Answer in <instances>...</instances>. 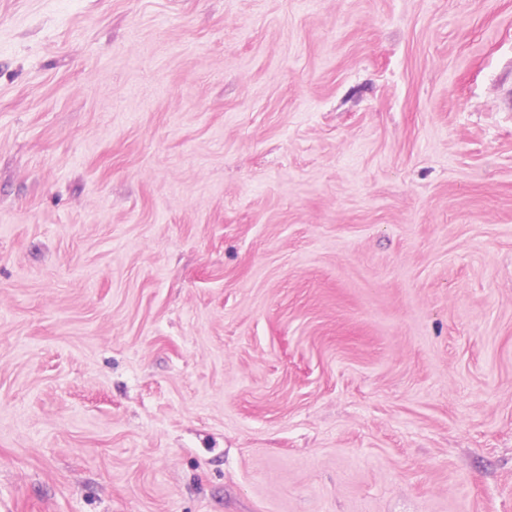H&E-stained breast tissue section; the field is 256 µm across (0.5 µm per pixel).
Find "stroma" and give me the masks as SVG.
Segmentation results:
<instances>
[{
    "label": "stroma",
    "instance_id": "1",
    "mask_svg": "<svg viewBox=\"0 0 512 512\" xmlns=\"http://www.w3.org/2000/svg\"><path fill=\"white\" fill-rule=\"evenodd\" d=\"M0 512H512V0H0Z\"/></svg>",
    "mask_w": 512,
    "mask_h": 512
}]
</instances>
